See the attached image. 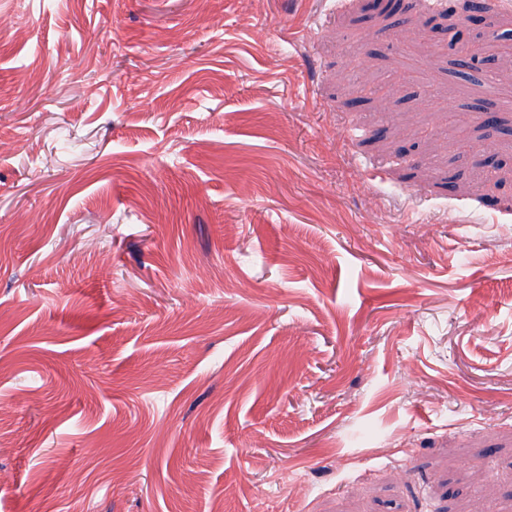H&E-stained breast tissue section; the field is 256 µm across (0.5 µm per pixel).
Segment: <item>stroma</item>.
Listing matches in <instances>:
<instances>
[{"mask_svg": "<svg viewBox=\"0 0 512 512\" xmlns=\"http://www.w3.org/2000/svg\"><path fill=\"white\" fill-rule=\"evenodd\" d=\"M467 2L0 0V512H512Z\"/></svg>", "mask_w": 512, "mask_h": 512, "instance_id": "obj_1", "label": "stroma"}]
</instances>
